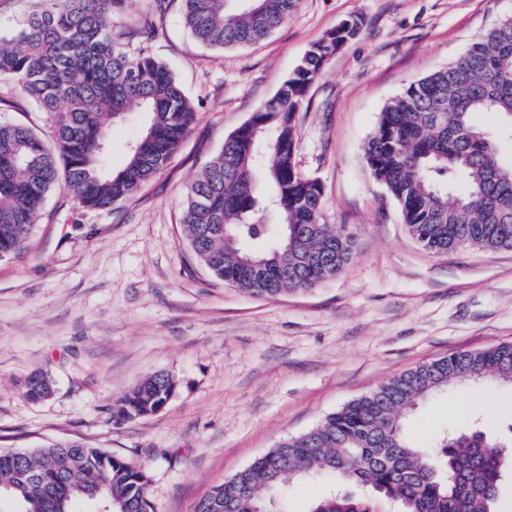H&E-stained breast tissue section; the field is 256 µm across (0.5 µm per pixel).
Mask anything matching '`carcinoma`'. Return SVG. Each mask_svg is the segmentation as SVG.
<instances>
[{"label": "carcinoma", "instance_id": "carcinoma-1", "mask_svg": "<svg viewBox=\"0 0 512 512\" xmlns=\"http://www.w3.org/2000/svg\"><path fill=\"white\" fill-rule=\"evenodd\" d=\"M124 0H40L14 34L0 36V80L17 82L54 118L45 139L0 122V259L26 247L44 202L65 191L81 206L110 209L132 198L187 138L193 102L148 50L125 51L112 34ZM183 21L204 46L244 49L284 23L296 0H182ZM352 17L314 43L280 89L224 139L183 193L184 233L196 259L247 293L308 291L349 262L353 239L320 222L322 188L295 163L299 113L325 64L356 37ZM147 115L123 165L112 168L114 123ZM499 127L477 124L479 113ZM512 25L501 20L448 66L411 83L380 113L364 150L368 167L398 203L410 235L434 254L462 248L512 250ZM272 212L276 224L264 220ZM512 386V344L461 351L394 376L280 441L201 498L194 512H285L296 480L330 476L335 489L310 512H498L508 436L468 418L428 446L404 432L408 415L455 383ZM176 390L157 373L118 399L112 418L156 413ZM145 469L82 444L0 451V492L25 512H75L102 501L107 512H152Z\"/></svg>", "mask_w": 512, "mask_h": 512}]
</instances>
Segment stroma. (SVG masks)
Listing matches in <instances>:
<instances>
[{"instance_id": "1", "label": "stroma", "mask_w": 512, "mask_h": 512, "mask_svg": "<svg viewBox=\"0 0 512 512\" xmlns=\"http://www.w3.org/2000/svg\"><path fill=\"white\" fill-rule=\"evenodd\" d=\"M353 16L364 26L311 87L295 156L322 186L324 223L353 235V256L309 291H240L193 255L183 190L307 50ZM510 16L512 0H297L261 43L217 52L188 33L182 0H125L114 34L169 67L196 122L167 167L112 209L53 191L27 248L0 260V450L99 448L147 470L152 512H194L227 477L390 377L512 343V251L430 253L364 154L390 100ZM0 121L53 127L6 80ZM158 372L177 382L167 405L114 422L113 403ZM36 373L53 386L40 401L26 393ZM473 412L487 432L505 430L512 387H449L405 432L425 443Z\"/></svg>"}]
</instances>
